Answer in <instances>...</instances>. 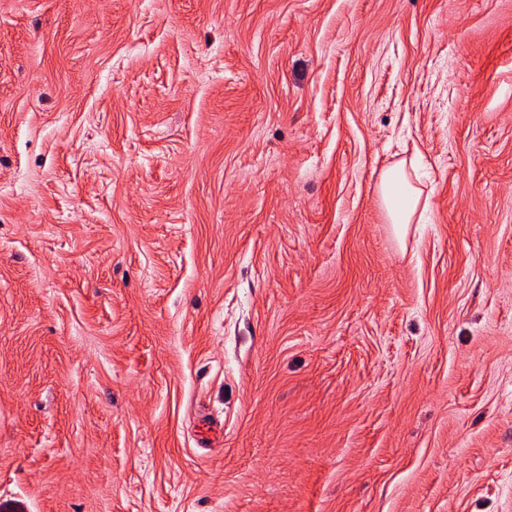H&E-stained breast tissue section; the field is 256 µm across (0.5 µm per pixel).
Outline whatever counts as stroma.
I'll return each mask as SVG.
<instances>
[{
    "label": "stroma",
    "mask_w": 512,
    "mask_h": 512,
    "mask_svg": "<svg viewBox=\"0 0 512 512\" xmlns=\"http://www.w3.org/2000/svg\"><path fill=\"white\" fill-rule=\"evenodd\" d=\"M0 512H512V0H0ZM404 163H399L383 175L381 193L387 203L392 224H409L419 204L420 193L407 181Z\"/></svg>",
    "instance_id": "1"
}]
</instances>
